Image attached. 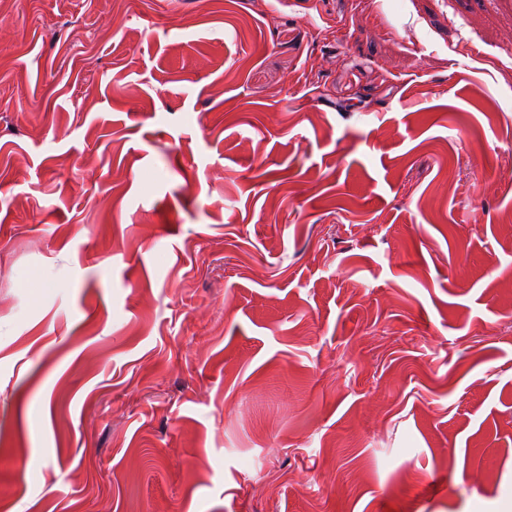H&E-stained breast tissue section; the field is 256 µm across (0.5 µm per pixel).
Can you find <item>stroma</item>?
<instances>
[{"mask_svg":"<svg viewBox=\"0 0 512 512\" xmlns=\"http://www.w3.org/2000/svg\"><path fill=\"white\" fill-rule=\"evenodd\" d=\"M511 155L512 0H0V512H512Z\"/></svg>","mask_w":512,"mask_h":512,"instance_id":"obj_1","label":"stroma"}]
</instances>
